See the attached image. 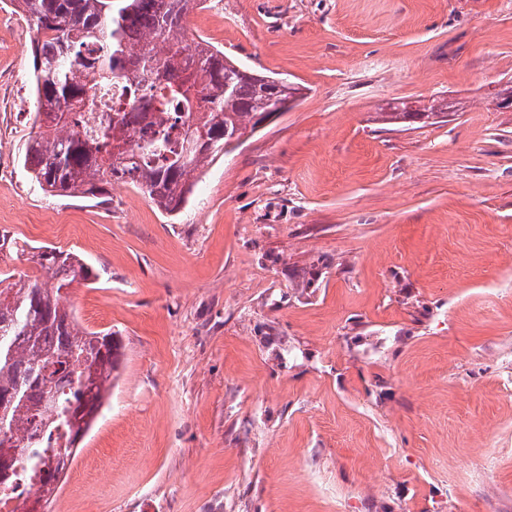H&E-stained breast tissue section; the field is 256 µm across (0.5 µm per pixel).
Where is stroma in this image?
<instances>
[{
    "instance_id": "obj_1",
    "label": "stroma",
    "mask_w": 512,
    "mask_h": 512,
    "mask_svg": "<svg viewBox=\"0 0 512 512\" xmlns=\"http://www.w3.org/2000/svg\"><path fill=\"white\" fill-rule=\"evenodd\" d=\"M189 35L295 106L179 212L53 197L22 162L36 35L0 0V234L26 247L0 272L77 252L98 277L68 304L124 345L45 512H512V0H204ZM434 99L461 108L377 119ZM456 107L448 106L447 104L441 106L431 105L429 107H424L423 109L416 108L414 109L416 112H404L408 107L400 108L397 106H390L384 112H378V114L381 116L383 123L388 125H399L411 122L425 123L429 122L430 119H441L435 122H446L448 120L444 118L450 117V114H456L447 111L450 109H452L451 111H456L458 110L455 109Z\"/></svg>"
}]
</instances>
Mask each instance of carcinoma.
<instances>
[{
    "instance_id": "1",
    "label": "carcinoma",
    "mask_w": 512,
    "mask_h": 512,
    "mask_svg": "<svg viewBox=\"0 0 512 512\" xmlns=\"http://www.w3.org/2000/svg\"><path fill=\"white\" fill-rule=\"evenodd\" d=\"M203 0H12L37 39L31 71L32 131L24 166L57 197H97L121 171L158 208L188 201L195 174L230 138L254 131L257 114L288 95L283 82L258 79L205 39L187 38ZM124 84V112H104L92 94ZM450 106L414 112L394 106L383 123H425ZM96 125L80 131L82 113ZM181 115L177 138L165 128ZM141 127L154 128L140 140ZM40 277L0 273V488L36 474L48 484L72 463V447L95 424L123 357L114 332L79 327L64 295L92 270L73 252L33 256Z\"/></svg>"
}]
</instances>
